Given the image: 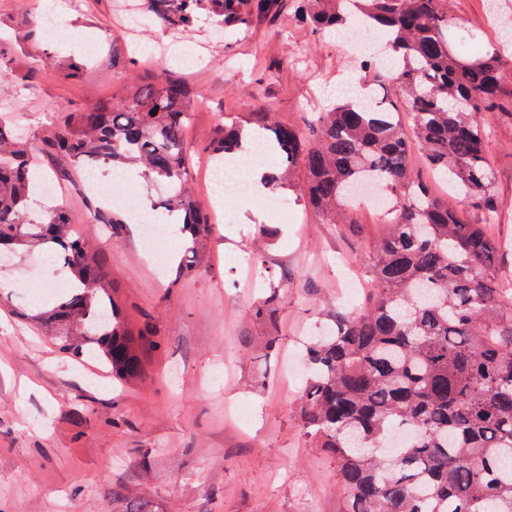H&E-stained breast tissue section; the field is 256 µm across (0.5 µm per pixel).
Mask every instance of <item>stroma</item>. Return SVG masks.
Listing matches in <instances>:
<instances>
[{
	"label": "stroma",
	"instance_id": "stroma-1",
	"mask_svg": "<svg viewBox=\"0 0 512 512\" xmlns=\"http://www.w3.org/2000/svg\"><path fill=\"white\" fill-rule=\"evenodd\" d=\"M486 2H451L484 45L497 33ZM138 38L165 53L113 55L128 36L112 0H0V51L11 61L0 117L33 140L64 113L123 98L165 68L202 99L186 133L199 150L225 116L269 107L280 123L299 126L335 97L339 81L361 77L346 44L310 41L286 11L255 17L244 35L224 34L204 16L192 32L148 25ZM178 47L199 52L200 63L182 65ZM299 47L304 56L283 67ZM74 60L83 68L70 77ZM479 120L506 214L484 231L512 240V114ZM34 160L66 187L59 205L76 216L80 236L100 246L128 326L159 346L142 353L144 380L122 383L0 311V512H346L336 462L310 444L299 418L304 343L326 330L337 302H369L362 258L384 232L379 211L323 223L298 180L281 192L294 223L273 217L261 195L226 200L233 221L216 218L209 268L179 278L143 254L136 224L110 236L96 217L103 199L81 195L83 179L63 157L38 150ZM349 278L361 286L345 297ZM62 279L38 250L0 270L13 302L33 311L28 284ZM274 291L271 316L252 317Z\"/></svg>",
	"mask_w": 512,
	"mask_h": 512
}]
</instances>
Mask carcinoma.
<instances>
[{
    "label": "carcinoma",
    "mask_w": 512,
    "mask_h": 512,
    "mask_svg": "<svg viewBox=\"0 0 512 512\" xmlns=\"http://www.w3.org/2000/svg\"><path fill=\"white\" fill-rule=\"evenodd\" d=\"M149 24L193 31L204 11L224 29L246 30L256 13L284 0H140ZM295 14L322 39L359 18L382 30L390 67L374 81L396 84L405 111L350 97L324 104L311 128L285 126L273 110L248 112L207 145L209 157L243 150L253 126L277 162L281 188L295 173L326 224H350L363 181L390 194L392 217L367 262L370 304L336 309L327 332L305 347L310 373L299 407L309 439L336 459L346 512H512V288L500 259L512 247L464 223L448 199L413 173L419 152L429 172L463 196L484 221L498 217L495 174L480 112L512 107V49L465 48L450 0H295ZM196 99L161 69L124 99L66 113L41 137L77 170L134 165L167 194L148 200L157 219L184 214L180 278L208 266L211 214L196 200L194 155L185 132ZM29 142L0 122V255L41 249L61 257L70 289L36 313L60 348L90 355L112 376L144 374L134 336L112 299L97 250L62 209L36 214ZM399 431L408 439L389 449Z\"/></svg>",
    "instance_id": "cac0c4a2"
}]
</instances>
